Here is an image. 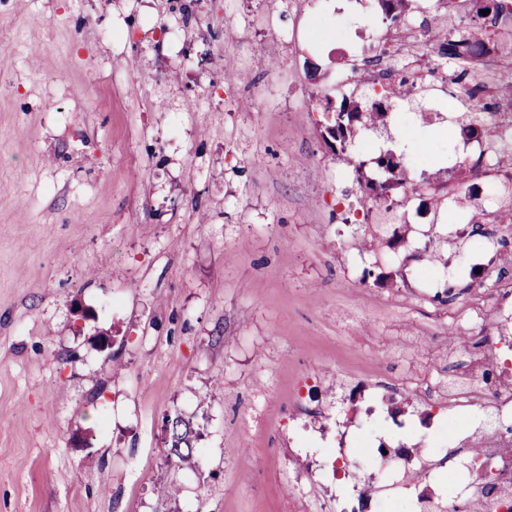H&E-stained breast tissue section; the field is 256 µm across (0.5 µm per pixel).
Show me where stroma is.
<instances>
[{"label": "stroma", "mask_w": 512, "mask_h": 512, "mask_svg": "<svg viewBox=\"0 0 512 512\" xmlns=\"http://www.w3.org/2000/svg\"><path fill=\"white\" fill-rule=\"evenodd\" d=\"M350 13L0 0V512H336L345 487L384 512L386 483L410 512L456 468L422 390L465 353L438 270L473 240L444 197L431 224L355 208L406 127L407 183H445L469 104L389 110L334 153ZM374 415L407 422L410 463L340 465L394 453ZM165 421L168 423L167 428L171 438V450L181 458L182 445L187 449V452L192 448L190 446L194 431L192 423L178 414L167 416Z\"/></svg>", "instance_id": "obj_1"}]
</instances>
